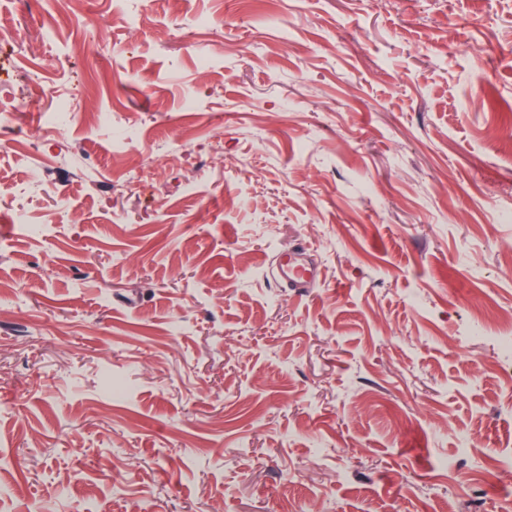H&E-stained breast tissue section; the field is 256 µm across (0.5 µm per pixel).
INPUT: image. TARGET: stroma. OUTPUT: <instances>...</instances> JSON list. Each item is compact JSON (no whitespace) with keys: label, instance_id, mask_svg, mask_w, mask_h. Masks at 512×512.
<instances>
[{"label":"stroma","instance_id":"35a3bbf8","mask_svg":"<svg viewBox=\"0 0 512 512\" xmlns=\"http://www.w3.org/2000/svg\"><path fill=\"white\" fill-rule=\"evenodd\" d=\"M135 7L0 0V512H504L512 0ZM277 268L280 279L297 293L303 294L317 284V269L298 255L288 254L279 257Z\"/></svg>","mask_w":512,"mask_h":512}]
</instances>
